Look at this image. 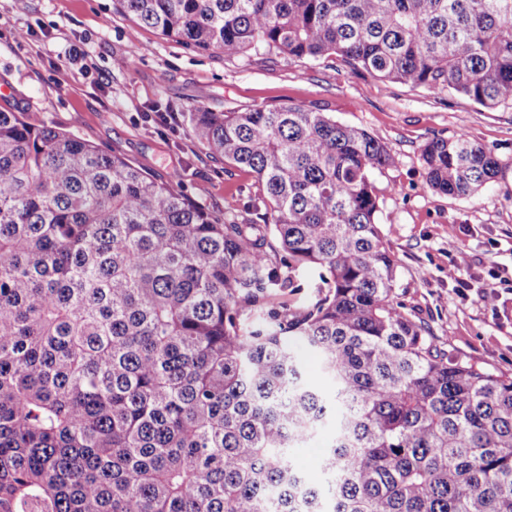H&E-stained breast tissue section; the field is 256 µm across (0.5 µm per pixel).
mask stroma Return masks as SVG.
<instances>
[{"label": "stroma", "instance_id": "stroma-1", "mask_svg": "<svg viewBox=\"0 0 512 512\" xmlns=\"http://www.w3.org/2000/svg\"><path fill=\"white\" fill-rule=\"evenodd\" d=\"M20 28L30 29L27 40H17ZM67 44L88 48L89 58L65 65L59 52ZM1 86L9 93L0 95V110L119 152L215 217L242 224L253 217L258 182L193 139L196 107L293 104L367 130L395 156L372 179L380 227L398 262L400 300L438 345L492 373L512 374V291H501L493 308L480 298L486 283L512 279V108L386 82L334 56L197 52L136 26L115 0H26L21 10L15 0H0ZM160 112L176 115V123L160 124ZM463 132L506 168L475 196L459 199L427 186L420 149ZM453 260L468 291L448 280Z\"/></svg>", "mask_w": 512, "mask_h": 512}]
</instances>
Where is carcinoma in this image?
Listing matches in <instances>:
<instances>
[{"label": "carcinoma", "mask_w": 512, "mask_h": 512, "mask_svg": "<svg viewBox=\"0 0 512 512\" xmlns=\"http://www.w3.org/2000/svg\"><path fill=\"white\" fill-rule=\"evenodd\" d=\"M117 2L201 52L335 55L512 107V0ZM191 121L255 174L257 220L0 110V512H512V377L397 300L371 179L391 149L296 105ZM420 159L453 198L505 167L467 134ZM331 415L312 483L291 449Z\"/></svg>", "instance_id": "cac0c4a2"}]
</instances>
